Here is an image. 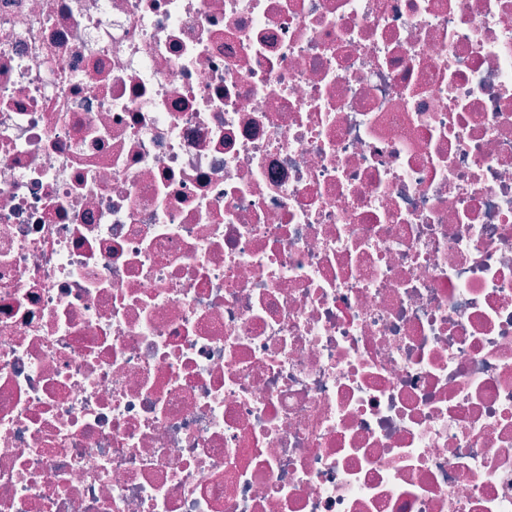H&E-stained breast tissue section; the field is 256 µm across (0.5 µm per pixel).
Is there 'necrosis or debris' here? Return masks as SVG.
Wrapping results in <instances>:
<instances>
[{
    "label": "necrosis or debris",
    "mask_w": 512,
    "mask_h": 512,
    "mask_svg": "<svg viewBox=\"0 0 512 512\" xmlns=\"http://www.w3.org/2000/svg\"><path fill=\"white\" fill-rule=\"evenodd\" d=\"M0 512H512V0H0Z\"/></svg>",
    "instance_id": "1"
}]
</instances>
